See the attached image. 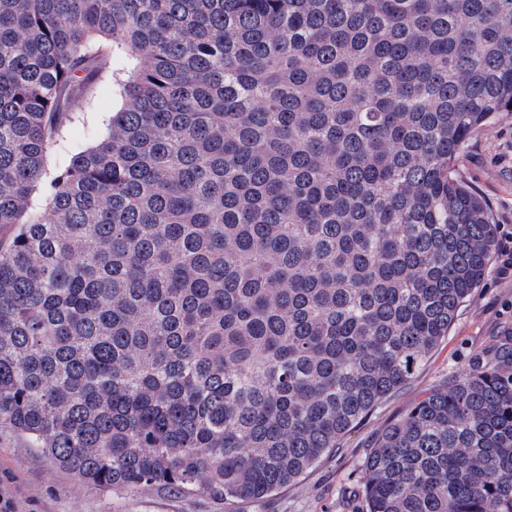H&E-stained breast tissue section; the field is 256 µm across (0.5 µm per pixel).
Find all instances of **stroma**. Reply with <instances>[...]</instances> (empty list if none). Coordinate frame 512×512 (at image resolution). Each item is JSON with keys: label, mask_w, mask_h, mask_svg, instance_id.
Masks as SVG:
<instances>
[{"label": "stroma", "mask_w": 512, "mask_h": 512, "mask_svg": "<svg viewBox=\"0 0 512 512\" xmlns=\"http://www.w3.org/2000/svg\"><path fill=\"white\" fill-rule=\"evenodd\" d=\"M120 98L104 78L93 106L75 113L66 145L79 152L108 131ZM458 174L491 204L497 223L512 227V112L475 132L454 163ZM512 321V283L487 274L482 288L461 307L447 338L423 367L386 399L301 479L257 502L226 505L205 494H181L159 486L114 493L60 468L16 435L0 432V495L13 512H362L365 454L378 436Z\"/></svg>", "instance_id": "stroma-1"}]
</instances>
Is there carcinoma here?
Here are the masks:
<instances>
[{
  "instance_id": "carcinoma-1",
  "label": "carcinoma",
  "mask_w": 512,
  "mask_h": 512,
  "mask_svg": "<svg viewBox=\"0 0 512 512\" xmlns=\"http://www.w3.org/2000/svg\"><path fill=\"white\" fill-rule=\"evenodd\" d=\"M502 112L512 0H0V430L112 492L298 480L482 286L496 223L453 163ZM363 496L512 512V323ZM120 103L119 96L112 89V75L108 74L100 85L93 106L75 113L66 126L64 136L69 150L79 152L101 139L107 133L112 113Z\"/></svg>"
}]
</instances>
